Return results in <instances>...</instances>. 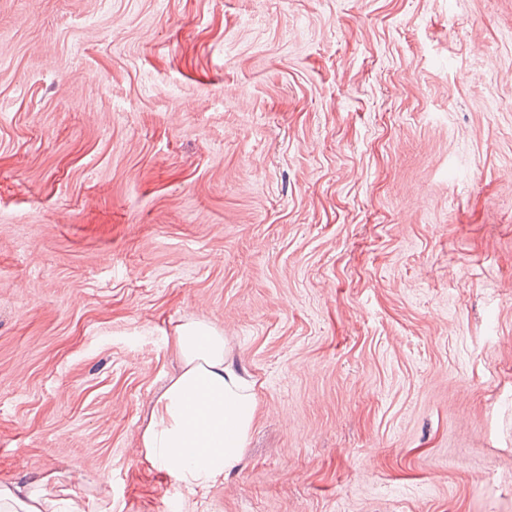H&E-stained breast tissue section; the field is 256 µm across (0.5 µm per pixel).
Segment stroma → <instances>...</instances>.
I'll return each instance as SVG.
<instances>
[{
  "label": "stroma",
  "mask_w": 512,
  "mask_h": 512,
  "mask_svg": "<svg viewBox=\"0 0 512 512\" xmlns=\"http://www.w3.org/2000/svg\"><path fill=\"white\" fill-rule=\"evenodd\" d=\"M203 320L258 405L136 452ZM85 512H512V0H0V483Z\"/></svg>",
  "instance_id": "obj_1"
}]
</instances>
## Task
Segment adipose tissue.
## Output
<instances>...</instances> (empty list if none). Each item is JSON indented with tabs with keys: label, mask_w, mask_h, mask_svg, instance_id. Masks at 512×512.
<instances>
[{
	"label": "adipose tissue",
	"mask_w": 512,
	"mask_h": 512,
	"mask_svg": "<svg viewBox=\"0 0 512 512\" xmlns=\"http://www.w3.org/2000/svg\"><path fill=\"white\" fill-rule=\"evenodd\" d=\"M181 373L158 397L140 434L144 458L169 467L174 478L203 490L242 460L257 400L224 362V335L200 320L177 325L172 338ZM0 512H84L78 498L60 496L47 481L27 487L0 483Z\"/></svg>",
	"instance_id": "adipose-tissue-1"
}]
</instances>
